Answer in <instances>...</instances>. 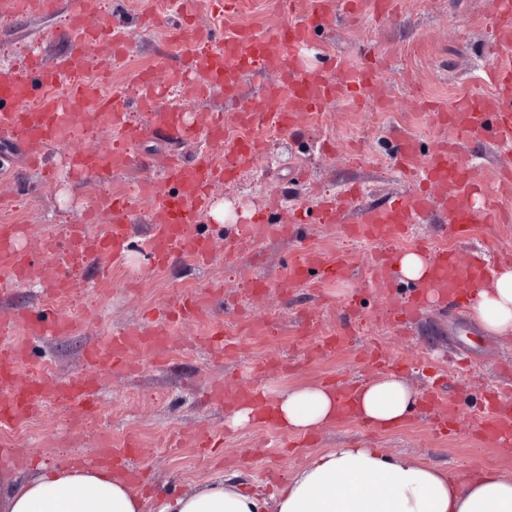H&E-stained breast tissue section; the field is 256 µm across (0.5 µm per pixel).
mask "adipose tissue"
Here are the masks:
<instances>
[{
    "mask_svg": "<svg viewBox=\"0 0 512 512\" xmlns=\"http://www.w3.org/2000/svg\"><path fill=\"white\" fill-rule=\"evenodd\" d=\"M470 312L490 334L512 338V266L474 285ZM418 394L403 379L382 375L360 386L364 422L392 429L406 420ZM336 397L319 385L283 392L282 429L305 432L334 415ZM0 512H512V478L486 473L457 483L446 471L410 457L355 446L312 455L272 495L219 480L162 500L155 510L111 466H71L22 478L0 473Z\"/></svg>",
    "mask_w": 512,
    "mask_h": 512,
    "instance_id": "1",
    "label": "adipose tissue"
}]
</instances>
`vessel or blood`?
<instances>
[{"instance_id": "vessel-or-blood-1", "label": "vessel or blood", "mask_w": 512, "mask_h": 512, "mask_svg": "<svg viewBox=\"0 0 512 512\" xmlns=\"http://www.w3.org/2000/svg\"><path fill=\"white\" fill-rule=\"evenodd\" d=\"M497 22L492 29L496 61L485 80L489 94L461 99L453 109L432 110V119L451 127L459 136H488L512 146V0H493ZM213 0H185L181 22L174 37L182 49L178 66L168 68L165 83H158L153 71H140L121 93L102 94L85 74L90 58L85 45L104 43L113 58L126 52V39L111 14L97 8L96 0H68L64 26L55 28V38L70 49L54 65H46L39 54L29 53L21 65H0V144L18 149L26 162L43 164L51 146L65 148L70 175L101 181L113 173L144 167L140 145L148 141L168 145L166 172L162 181L143 176L141 193L158 216L146 236V250L155 267L163 268L188 259L198 265L213 261L210 238L198 231L211 204V192L251 169L262 154L270 128L288 130L298 118L321 112L336 101L351 97L357 101L375 97L378 90L376 64L352 65L335 55L323 70L306 68L299 59L302 48L311 44L318 31L339 15L383 19L393 10L394 0H273L275 8L289 21L281 29L263 30L234 24L235 15L245 11L251 0H225L228 20L223 37L212 29H198L193 19L207 10ZM59 0H11L19 17H56ZM263 77L261 90L240 98L244 73ZM222 90L225 97L239 99L231 119L207 114L197 119L170 101L171 91L188 99L207 90ZM109 131L110 149L97 152L71 141L73 133ZM197 142L201 152L193 157L180 152V145ZM398 159L402 168L418 170L421 190L363 208L358 218L344 222L343 213L355 196L354 189L336 192L323 200L317 218L337 225L350 240L374 243L375 248L362 266H354L344 251L306 247L293 253L278 280L283 294L301 287L323 289L332 284L359 280L338 324L324 328L312 316H302L294 330V342L304 348L307 358H342L352 351L350 328L365 316L362 299L377 288H385L389 301L374 312L376 322L400 330L437 292L442 304L459 309L469 300L471 281L489 279L492 271L482 262L463 263L454 250L439 249L429 254L430 278L422 284L398 289L392 266L397 258L393 246L403 240L414 224L420 223L441 204L453 216L446 225L450 239L486 236L489 225L512 223V161L498 172L497 187L486 191L481 174L471 157L447 142L438 143L427 162H420L413 138H403ZM93 212L105 219L98 231L84 224H67L38 245L22 244L23 225H0V295L39 276L50 293L67 296L91 288L106 294L112 290V265L130 249L128 216L130 207L119 197L94 201ZM294 225L271 221L265 208L255 209L248 222L237 225L224 241V261L238 262L271 234L290 236ZM97 259L93 278L84 268ZM212 298L200 294L180 296L163 311L149 329L119 330L111 333L85 353V364L77 374L59 379L46 374L28 353L26 337L69 334L72 321L41 311H19L0 315V428H18L31 422L49 407L65 408L73 422L92 419L97 411L96 393L102 375L132 370L143 358H156L176 349L173 322L202 321ZM281 334L270 319L253 317L236 335L224 331L223 320L211 321L204 341L215 359L238 356L244 341L273 342ZM368 368L388 371L396 366L390 346L371 345L365 356ZM270 372L268 361L252 364L247 380L224 381L212 386L213 401H231L255 407L262 426L277 422L271 401L262 386ZM324 384L336 390L340 423L357 422L353 408L357 382L327 376ZM430 414L435 434L453 432L460 418H467L472 437L493 450L512 447V391H488L481 405L463 414L459 401L447 391L428 393L420 403ZM138 441L122 446H105L99 459L124 470L131 482H139L142 471L132 463L143 455Z\"/></svg>"}]
</instances>
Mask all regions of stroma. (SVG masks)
Masks as SVG:
<instances>
[{"label": "stroma", "instance_id": "stroma-1", "mask_svg": "<svg viewBox=\"0 0 512 512\" xmlns=\"http://www.w3.org/2000/svg\"><path fill=\"white\" fill-rule=\"evenodd\" d=\"M104 12L114 14L127 37L126 59L113 69L102 88L115 93L130 81L140 66H156L169 55L165 38L170 25L144 29L142 13L156 7L157 0H101ZM494 5L492 0H400L393 16L380 22L370 17L338 18L335 24L316 35V42L301 52L302 63L322 68L326 55L344 53L357 61L380 57L377 80L388 104L386 107H357L336 102L328 112L302 118L292 130L273 134L261 158L236 183L217 188L214 207L230 211L224 223L203 217L202 231L214 246H222L236 224L260 204L281 221L288 206L301 208L305 222L296 236L274 238L260 244L256 253L244 255L237 263L225 264L216 256L207 267L178 262L166 269L154 267L140 248L154 215L147 200L133 203L130 222L135 248L123 262L127 277H114L110 294L81 291L80 295L58 305L60 314L76 325L65 336L34 337L30 349L46 372L66 377L83 366V355L90 344L103 341L108 332L147 325L150 310H163L178 297V285L187 283L193 293L222 290L224 302L233 303L235 318H224L222 305L214 306L212 316L223 317L229 330H236L238 319L266 315L282 329L297 324L300 309L319 315L323 326H331L335 312L301 291L294 297L282 295L276 283L288 257L307 246L340 249L354 262L363 263L372 251L370 243L351 247L333 224L319 223L316 199L333 194L347 184L364 187L365 202L378 203L416 190V183L404 176L396 162L403 136H413L421 156L443 140L452 141L456 132L432 123L425 103L453 106L460 99L490 93L482 75L494 63L489 50ZM52 25L41 16L20 18L0 16V63L22 61L31 48H38L46 62H54L66 49L65 42L44 39ZM142 173L131 168L113 174L110 181H79L59 176L49 181L42 170L17 161L13 170L0 175V195L20 197L15 216L28 229V244L56 232L61 225L85 221L89 203L97 196L121 193L137 183ZM261 278L269 287L264 294L247 295L250 280ZM206 324L195 322L177 328L186 340L164 364L143 359L137 374H112L102 382L100 407L94 421L72 424L64 409L52 407L27 425L0 430V443L33 449L47 466H62L73 456H93L108 442H121L135 436L146 453L139 460L150 474L156 493L172 497L206 484L218 476L237 477L245 489H261V476L271 465H278L282 477H290L308 460L312 451L342 448L354 442L381 449L392 456L408 455L423 463L460 475L476 458H484L485 469H497L512 477V456L485 458L483 449L459 428L449 440L434 439L424 421H407L396 429L375 435L354 424H329L319 428L314 449L286 452L288 443L298 441L294 432L260 428L248 424L229 429V408L210 402L212 384L228 376L247 378L250 363L257 359L273 362L293 360L300 370L270 375L263 383L270 399L284 391L316 384L324 374L365 377L359 354L343 361L324 360L301 364L298 348L280 339L271 345L245 342L238 359L218 363L200 339ZM358 346L371 341L390 345L407 370L404 380L416 391L437 384L451 388L466 404L478 400L469 386L471 374H480L487 384L499 382L497 366L512 358V342L485 334L468 312L457 316L429 309L419 316L409 336H396L381 325L366 321L359 328ZM211 433L215 448L202 454L197 446L198 430ZM180 435L184 444L168 447L171 435Z\"/></svg>", "mask_w": 512, "mask_h": 512}]
</instances>
